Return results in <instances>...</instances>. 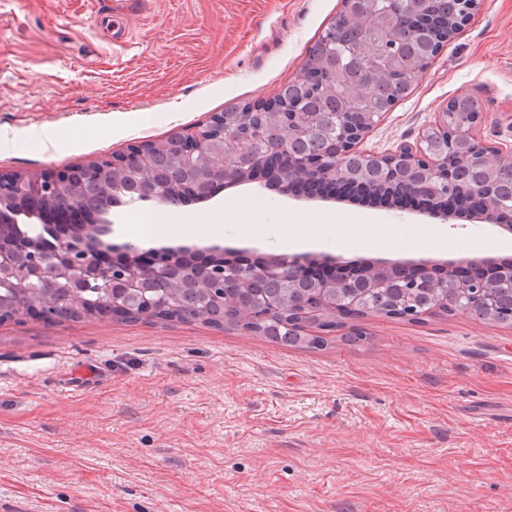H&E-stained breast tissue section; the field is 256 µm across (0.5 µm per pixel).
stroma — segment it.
I'll return each mask as SVG.
<instances>
[{"label": "stroma", "mask_w": 512, "mask_h": 512, "mask_svg": "<svg viewBox=\"0 0 512 512\" xmlns=\"http://www.w3.org/2000/svg\"><path fill=\"white\" fill-rule=\"evenodd\" d=\"M340 0H0V171L58 172L273 98ZM478 96L512 146V0L470 22L366 140L414 141L451 98ZM218 236L201 214L225 199ZM167 209L155 248L273 254L281 212H317L303 250L358 265L487 257L512 234L381 200L254 180ZM432 226L356 246L358 225ZM298 350L191 321L0 323V512H512V325L458 311L370 317ZM253 203L248 200L234 199L224 202V211L226 209L247 213L252 208ZM224 211H211L202 216V224H208L211 231L215 234H224V232L232 231L231 225L224 224Z\"/></svg>", "instance_id": "1"}]
</instances>
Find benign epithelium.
I'll return each instance as SVG.
<instances>
[{
  "instance_id": "1",
  "label": "benign epithelium",
  "mask_w": 512,
  "mask_h": 512,
  "mask_svg": "<svg viewBox=\"0 0 512 512\" xmlns=\"http://www.w3.org/2000/svg\"><path fill=\"white\" fill-rule=\"evenodd\" d=\"M342 13L353 25L367 27L378 16H386V25L379 41L363 44L366 58L382 66L395 54V42L403 23H408L421 35L430 38L426 56L435 58L447 42L470 20L477 8V0H457L458 12L453 27L448 18L436 12L432 0H341ZM349 50L343 45H333L329 57L319 70H305L304 79L309 91L321 89L329 74L344 76ZM359 83L341 81L334 99L339 104L336 114L355 112L362 102L358 95ZM477 102L470 93L450 99L434 120L426 124L415 142L401 143L383 151L363 147L370 132L384 118L383 112H364L362 120L348 133H336V165L333 179L341 184L354 185L361 190L392 203L418 206L420 201H438L435 213L448 217V199L462 201L481 198L485 205L479 218L494 226L512 232V224L500 223L498 210L489 201L492 195L493 177L504 164L512 161V153L487 143L482 136L483 113L469 112L456 124L448 123L449 111L460 102ZM281 115L278 134L268 140L266 152H258L255 146L264 134L250 123L252 112L237 113L233 128H228L224 114L215 113L209 123L193 132H179L165 140L166 146L182 159L197 157L209 166H221L223 175L210 188L243 183L250 179L252 170L261 168L269 154L287 159L288 177L280 179V186L288 189L298 183H314L324 179L325 159L320 154H308L298 158L290 152V145L298 136L322 133L321 125L314 120L303 126L296 122V108L269 103ZM250 154L252 162L242 166L238 158ZM357 157L369 162L368 169L345 168L348 158ZM463 163L482 168L487 179L478 184L457 187L456 170ZM94 169L133 171L138 174L136 188L143 198L161 196L153 179L145 178L151 172L148 144L133 145L126 151L96 159ZM84 171L67 169L48 172L46 177L33 181L34 188L21 189L22 181L16 176L0 174V300L9 294L27 301L24 316L50 320L53 305L35 284L51 275L62 288L59 303L67 309L72 301H80L78 311L92 305L87 298V288L96 282L107 281L105 300L98 303L95 316L101 320L110 317L125 318L137 307H145L141 293L161 290L170 283V272L182 265L194 266L182 251L162 249L141 251L133 244L125 245V254L109 259L106 250L91 248L86 243L98 237L102 225L112 223L110 211H91L81 218V223H69V214L51 205L49 194L63 187L76 184ZM317 261L308 255H269L262 260L251 261L243 266L255 280L293 284L301 279L310 283L314 291L312 302L304 306L292 318L299 331L318 336L322 332L343 327L349 320L337 315L336 302L341 282L359 278L369 288H390L399 275V266L390 262L371 263L363 268L349 267L338 261L329 264L331 272L316 273L312 268ZM416 273L406 279L407 287L421 284L434 289V296L448 302V295L456 288L466 292L469 298L480 304L485 311L495 306L496 296L487 279L511 277L512 261L483 259L467 282L460 280L457 263L443 265L437 275V267L426 261L412 264ZM197 287L207 295L233 288L232 282H213L210 278L198 279Z\"/></svg>"
}]
</instances>
